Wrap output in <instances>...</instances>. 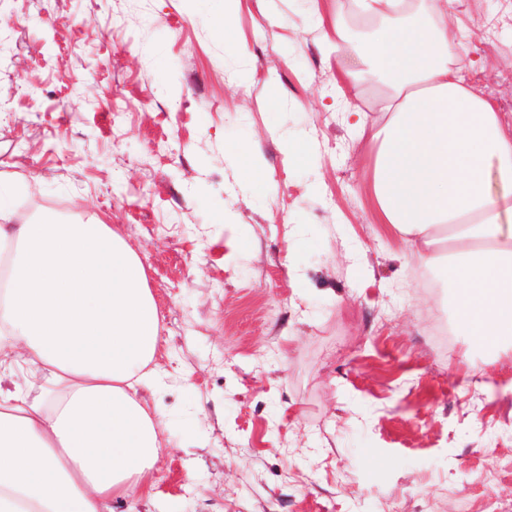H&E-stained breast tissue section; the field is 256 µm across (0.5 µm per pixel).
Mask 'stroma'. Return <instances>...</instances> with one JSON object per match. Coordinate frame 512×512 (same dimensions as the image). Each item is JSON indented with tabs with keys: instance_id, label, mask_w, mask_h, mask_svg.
Wrapping results in <instances>:
<instances>
[{
	"instance_id": "1",
	"label": "stroma",
	"mask_w": 512,
	"mask_h": 512,
	"mask_svg": "<svg viewBox=\"0 0 512 512\" xmlns=\"http://www.w3.org/2000/svg\"><path fill=\"white\" fill-rule=\"evenodd\" d=\"M224 5L0 0V211L111 225L161 320L164 448L112 512H512V349L455 332L378 223L325 4L241 0L234 53ZM448 37L511 123L512 0H461ZM230 152L234 158L242 161V174L247 181L256 182L264 179L263 171L256 163L255 152L249 144H235L230 148Z\"/></svg>"
}]
</instances>
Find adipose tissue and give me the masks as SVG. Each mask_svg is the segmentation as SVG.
<instances>
[{
	"mask_svg": "<svg viewBox=\"0 0 512 512\" xmlns=\"http://www.w3.org/2000/svg\"><path fill=\"white\" fill-rule=\"evenodd\" d=\"M324 53L381 121L359 116L374 149L369 192L380 223L418 264H444L456 330L480 346L512 340V131L465 86L448 39L454 0H358L368 39L350 54L344 0H330ZM17 249L0 301V366L44 373L39 391L0 387V512H112L163 445L142 392L157 306L144 267L111 225L0 226ZM447 251H439L440 243Z\"/></svg>",
	"mask_w": 512,
	"mask_h": 512,
	"instance_id": "1",
	"label": "adipose tissue"
}]
</instances>
